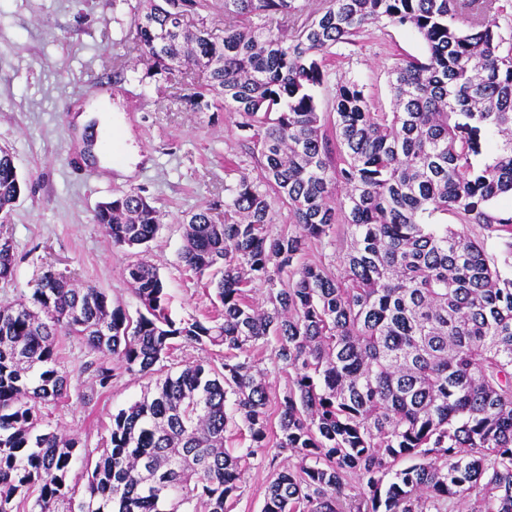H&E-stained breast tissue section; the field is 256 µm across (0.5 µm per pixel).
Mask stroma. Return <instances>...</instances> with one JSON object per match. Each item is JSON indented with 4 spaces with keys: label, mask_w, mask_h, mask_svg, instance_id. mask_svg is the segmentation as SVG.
<instances>
[{
    "label": "stroma",
    "mask_w": 512,
    "mask_h": 512,
    "mask_svg": "<svg viewBox=\"0 0 512 512\" xmlns=\"http://www.w3.org/2000/svg\"><path fill=\"white\" fill-rule=\"evenodd\" d=\"M141 0H0V147L8 149L25 180L0 235L14 246V276L0 283V303L30 295L47 266L77 282L104 289L113 305L135 313L138 302L122 279L131 259L113 246L94 221L98 203L142 191L160 215L146 260L158 268L173 319L215 315L212 289L179 261L183 220L199 209L224 215L226 163L258 176L252 144L228 112H192L184 99L191 85H169L143 76L147 53L131 40ZM425 44L413 30L382 22L354 43L337 45L327 61L330 83L317 91L322 110L333 104L331 84L341 78L365 85L375 107L392 109L387 70L400 55L420 56ZM112 95V115L128 128L122 153L137 149L133 177L103 179L90 142L81 141L72 115L91 91ZM146 377L121 375L100 392L91 374L43 414L61 433L77 437L98 457L112 414L153 390ZM272 470L257 453L227 512H261Z\"/></svg>",
    "instance_id": "1"
}]
</instances>
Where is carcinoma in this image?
I'll use <instances>...</instances> for the list:
<instances>
[{"label": "carcinoma", "instance_id": "1", "mask_svg": "<svg viewBox=\"0 0 512 512\" xmlns=\"http://www.w3.org/2000/svg\"><path fill=\"white\" fill-rule=\"evenodd\" d=\"M133 39L143 78L198 70L193 112L222 107L250 133L260 172L224 183V223L186 219L179 259L210 277L220 316L176 321L158 269L130 261L122 277L137 317L109 294L42 272L30 297L0 305V512H226L250 459L268 447L259 368L271 351L292 370L279 402L262 512H512V42L499 0H328L292 37L253 19L295 16L297 0H224V33L200 0H143ZM415 31L427 47L388 71L390 112L365 86L336 83L319 110L326 56L370 24ZM24 183L0 148V215ZM288 206L278 232L270 194ZM452 215L456 223L441 222ZM95 220L136 251L159 227L131 190ZM476 225L481 236L471 235ZM494 239L490 254L485 241ZM336 247V264L309 263ZM14 250L0 237V282ZM267 287L265 304L252 296ZM98 358L100 391L116 371L154 380L150 397L112 416L107 448L73 504L79 441L40 428V408L78 381L59 369L60 337ZM224 349L221 366L174 373L179 346ZM246 448L224 447L229 425ZM407 458L412 464L394 469Z\"/></svg>", "mask_w": 512, "mask_h": 512}]
</instances>
